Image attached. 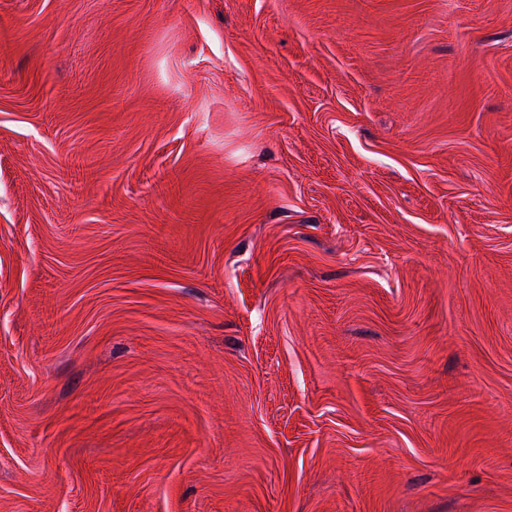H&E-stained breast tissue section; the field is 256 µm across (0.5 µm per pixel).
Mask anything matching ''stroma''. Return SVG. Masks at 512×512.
I'll list each match as a JSON object with an SVG mask.
<instances>
[{
    "instance_id": "35a3bbf8",
    "label": "stroma",
    "mask_w": 512,
    "mask_h": 512,
    "mask_svg": "<svg viewBox=\"0 0 512 512\" xmlns=\"http://www.w3.org/2000/svg\"><path fill=\"white\" fill-rule=\"evenodd\" d=\"M0 512H512V0H0Z\"/></svg>"
}]
</instances>
